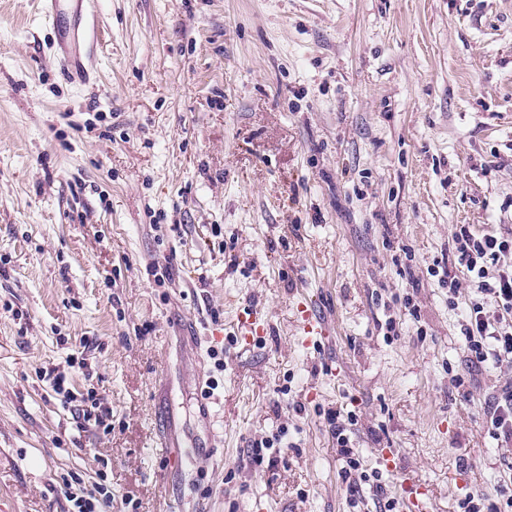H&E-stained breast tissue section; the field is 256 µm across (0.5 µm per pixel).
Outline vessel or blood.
<instances>
[{"mask_svg": "<svg viewBox=\"0 0 512 512\" xmlns=\"http://www.w3.org/2000/svg\"><path fill=\"white\" fill-rule=\"evenodd\" d=\"M44 16L57 25V52L71 81L89 78L87 63L97 47L95 0H41Z\"/></svg>", "mask_w": 512, "mask_h": 512, "instance_id": "obj_1", "label": "vessel or blood"}]
</instances>
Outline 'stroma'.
<instances>
[{
    "label": "stroma",
    "mask_w": 512,
    "mask_h": 512,
    "mask_svg": "<svg viewBox=\"0 0 512 512\" xmlns=\"http://www.w3.org/2000/svg\"><path fill=\"white\" fill-rule=\"evenodd\" d=\"M96 9L77 84L40 4L0 0V512H69L73 476L112 512H384L330 410L399 512H512L484 415L512 365L472 371L471 275L452 303L430 274L456 225L512 233V0ZM340 412L330 411L327 415V422L333 434L336 436V450L340 459H343L345 466L342 468L341 476L351 501H356L357 496L363 492L362 484L370 481L367 475L359 472L360 461L356 457L354 449L350 446V439L345 434L347 430L340 419Z\"/></svg>",
    "instance_id": "1"
}]
</instances>
